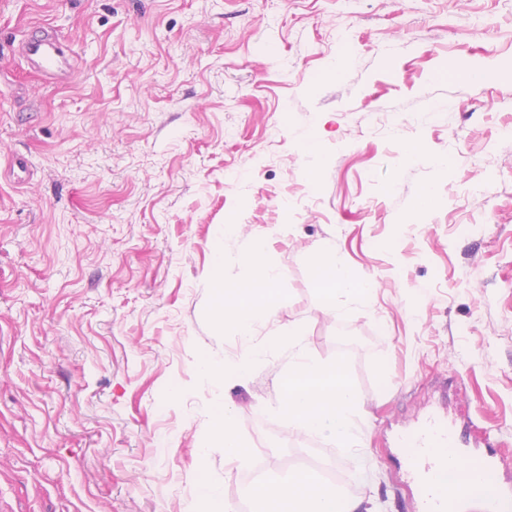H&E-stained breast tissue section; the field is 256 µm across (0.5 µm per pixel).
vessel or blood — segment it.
<instances>
[{"label": "vessel or blood", "instance_id": "obj_1", "mask_svg": "<svg viewBox=\"0 0 512 512\" xmlns=\"http://www.w3.org/2000/svg\"><path fill=\"white\" fill-rule=\"evenodd\" d=\"M21 49L43 77L68 78L72 65L58 35L26 39ZM400 446L406 477L418 490L415 512H512V480L503 477V455L490 439L466 447L457 425L431 411L402 432ZM474 456L479 471L464 493L459 489L461 467Z\"/></svg>", "mask_w": 512, "mask_h": 512}]
</instances>
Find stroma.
<instances>
[{"mask_svg":"<svg viewBox=\"0 0 512 512\" xmlns=\"http://www.w3.org/2000/svg\"><path fill=\"white\" fill-rule=\"evenodd\" d=\"M48 29L72 50L63 85L19 50ZM507 126L512 0H0V512H204L201 469L260 512L254 455L276 483L321 448L367 512H414L391 436L429 410L512 466ZM231 222L229 278L258 241L287 268L255 341L297 329L346 359L354 446L289 429L288 350L223 386L196 370L244 353L206 316ZM320 247L368 299L323 306ZM219 403L240 461L209 442Z\"/></svg>","mask_w":512,"mask_h":512,"instance_id":"1","label":"stroma"}]
</instances>
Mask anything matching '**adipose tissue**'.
Returning <instances> with one entry per match:
<instances>
[{"mask_svg": "<svg viewBox=\"0 0 512 512\" xmlns=\"http://www.w3.org/2000/svg\"><path fill=\"white\" fill-rule=\"evenodd\" d=\"M315 275L323 293L325 307L336 305L341 293L367 296L374 288L372 280L355 279L336 255L319 250L314 258ZM237 412L218 404L209 412L210 436L224 449L227 458L242 456L236 434ZM253 496L265 505V512H362L361 500L340 496L335 489L317 482L312 471H293L285 482L256 484Z\"/></svg>", "mask_w": 512, "mask_h": 512, "instance_id": "obj_1", "label": "adipose tissue"}]
</instances>
